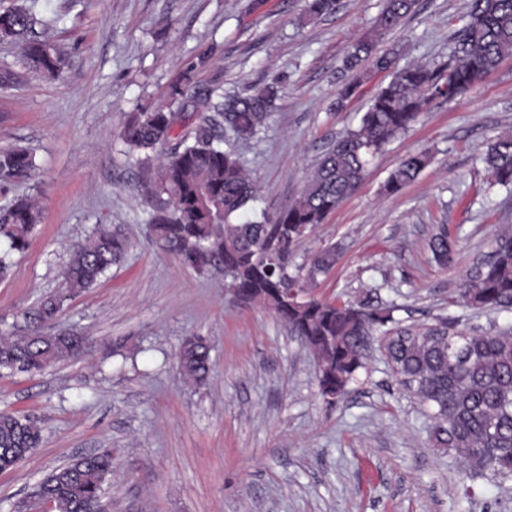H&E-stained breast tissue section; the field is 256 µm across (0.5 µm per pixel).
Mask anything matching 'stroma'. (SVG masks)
<instances>
[{"label":"stroma","mask_w":512,"mask_h":512,"mask_svg":"<svg viewBox=\"0 0 512 512\" xmlns=\"http://www.w3.org/2000/svg\"><path fill=\"white\" fill-rule=\"evenodd\" d=\"M384 0H338L302 21L303 0H32L65 50L62 79L22 76L0 88V149L24 146L36 176L0 193L36 203L29 247L0 280V334L35 328L41 298L60 289L72 248L95 225L130 241L123 262L67 298L50 333L85 336L73 357L37 373L0 374V413L37 421L43 441L0 473V512H14L53 469L102 449L113 456L105 512H512V480L474 478L454 451L433 447L413 396L379 347L367 371L327 403L314 361L271 311L235 302L222 274L201 275L164 253L149 228L141 167L119 133L131 113L170 102L185 69L195 90L245 95L275 87L251 140L225 137L274 215L298 197L322 152L358 126L387 72L368 73L346 98L344 61L369 35ZM468 0H419L377 45L400 64L447 58ZM512 131V57L452 101L432 103L391 141L362 183L297 243L293 263L332 247L336 265L313 293L356 302L375 291L400 326L512 333V307L481 311L458 298L466 270L512 229V187L491 185L481 155ZM430 165L397 195L383 185L401 158ZM447 225L458 247L434 260ZM205 337L211 371L186 383L176 353ZM455 246V242L445 230H441L430 241V249L434 258L442 263H448L452 259Z\"/></svg>","instance_id":"1"}]
</instances>
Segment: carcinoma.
I'll return each instance as SVG.
<instances>
[{
    "label": "carcinoma",
    "instance_id": "obj_1",
    "mask_svg": "<svg viewBox=\"0 0 512 512\" xmlns=\"http://www.w3.org/2000/svg\"><path fill=\"white\" fill-rule=\"evenodd\" d=\"M337 0H305L304 17L330 15ZM417 0H385L373 35L350 45L346 67L353 72L342 95L359 85L360 68L392 72L391 80L371 98L357 127L336 140L308 177L299 197L284 211L259 220H242L258 188L238 158L224 150L218 131L228 129L249 139L265 125L276 91L212 101L195 123L185 112L196 103L190 82L172 90L181 98L177 109L157 107L133 115L120 139L129 154L141 155V187L155 202L150 229L160 247L199 274L224 272V287L244 304L258 303L288 324L311 356L318 360L319 390L341 397L365 369L366 336H378L390 366L398 368L406 387L419 401L428 433L437 448L453 450L475 474L490 471L512 479V336L477 333L450 335L444 342L433 328L387 329L392 311L373 295L357 304L315 297L300 298L320 275L330 272L336 251L322 250L308 263L290 269L294 245L325 218L363 181L368 167L385 145L406 132L419 114L436 100L451 101L512 57V0H470L465 22L448 59L433 66L394 68L393 51L376 45L410 15ZM27 0H13L0 11V40L24 45L22 68L55 79L68 65L63 49L47 36ZM481 160L491 183L512 185V132L495 136ZM428 151L405 156L389 175L385 191L398 193L429 165ZM36 163L25 147L0 150V187L27 182ZM40 212L26 198L0 208V279L9 276L11 256L29 245ZM128 239L110 225L97 226L75 245L63 276V291L44 297L36 319L55 318L64 300L94 287L124 259ZM434 258L449 262L455 242L445 230L430 241ZM461 296L475 309L512 306V230L495 239L489 258L462 279ZM84 338L76 334L34 332L0 336V371L40 372L74 356ZM183 374L194 384L208 379L210 345L201 336L186 338L177 352ZM42 442L41 428L31 418L0 413V472L14 469ZM113 457L104 449L55 468L41 479L19 505L31 512L41 503L53 512H92L103 487L112 479Z\"/></svg>",
    "mask_w": 512,
    "mask_h": 512
}]
</instances>
